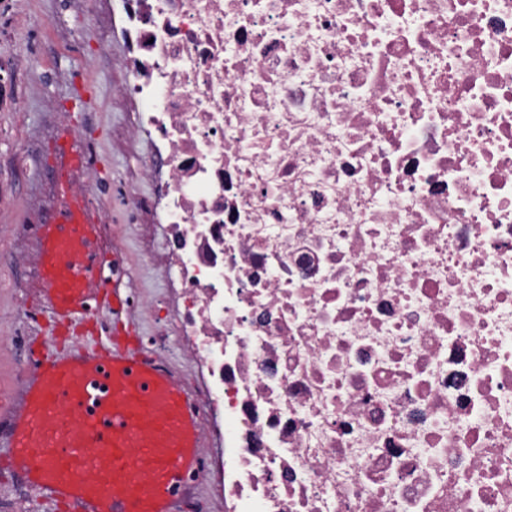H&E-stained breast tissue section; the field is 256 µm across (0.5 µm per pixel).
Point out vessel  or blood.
<instances>
[{
	"label": "vessel or blood",
	"instance_id": "obj_1",
	"mask_svg": "<svg viewBox=\"0 0 512 512\" xmlns=\"http://www.w3.org/2000/svg\"><path fill=\"white\" fill-rule=\"evenodd\" d=\"M42 287L58 320L88 304L129 318L125 289L98 295L103 247L89 199L63 198L39 227ZM7 417L8 467L57 512H176L199 461L200 424L168 362L87 337L33 355Z\"/></svg>",
	"mask_w": 512,
	"mask_h": 512
}]
</instances>
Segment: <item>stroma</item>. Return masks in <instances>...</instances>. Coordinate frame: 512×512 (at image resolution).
<instances>
[{
	"label": "stroma",
	"mask_w": 512,
	"mask_h": 512,
	"mask_svg": "<svg viewBox=\"0 0 512 512\" xmlns=\"http://www.w3.org/2000/svg\"><path fill=\"white\" fill-rule=\"evenodd\" d=\"M19 10L14 17L0 18V56L13 61L12 91L20 105L19 111L0 112V249H9L12 241L1 226L21 212L30 210L48 192V174L55 161V144L44 139L43 133L52 126L53 117L46 112L45 102L56 97L70 100L73 90L64 83V76L82 71L85 84L84 99L89 107L72 109L66 130L88 134L97 141L103 158L104 173L114 180L136 183L142 198H150L151 187L139 179V170L149 157L151 142L142 138L130 142L126 128L130 121L129 105L113 98L112 87L126 79L121 62L126 44L120 27L112 23L109 6H102L91 32H84V22L77 14L74 0H16ZM30 25L36 34L50 44L43 53L39 69H30L26 63L34 51L33 43L17 45L11 35L13 26ZM83 30L79 51L69 49L74 31ZM112 36V54L105 57L98 52V38ZM15 140L29 143L27 154L10 151ZM112 223L119 226L124 239L123 260L134 271L133 288L161 302L164 282L160 273L145 259L140 244V228L125 225L120 199L112 201ZM43 292L37 277L20 281L8 267H0V329L12 328L22 306H43Z\"/></svg>",
	"instance_id": "stroma-1"
}]
</instances>
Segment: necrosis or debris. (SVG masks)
<instances>
[{"label": "necrosis or debris", "mask_w": 512, "mask_h": 512, "mask_svg": "<svg viewBox=\"0 0 512 512\" xmlns=\"http://www.w3.org/2000/svg\"><path fill=\"white\" fill-rule=\"evenodd\" d=\"M179 512H512V0H122ZM102 220L112 179L83 141ZM44 200L8 262L36 256Z\"/></svg>", "instance_id": "necrosis-or-debris-1"}]
</instances>
